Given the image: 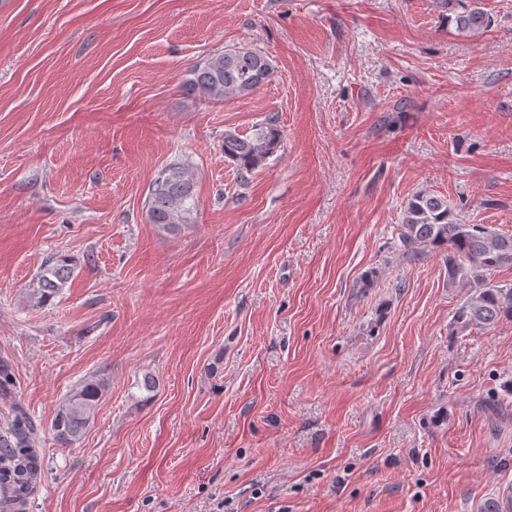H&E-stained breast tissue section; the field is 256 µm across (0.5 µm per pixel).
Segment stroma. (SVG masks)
Wrapping results in <instances>:
<instances>
[{
  "mask_svg": "<svg viewBox=\"0 0 512 512\" xmlns=\"http://www.w3.org/2000/svg\"><path fill=\"white\" fill-rule=\"evenodd\" d=\"M483 4L465 37L440 0H0V427L15 402L36 425L27 512H476L512 489V321L454 332L470 287L400 240L418 192L512 235V0ZM234 47L271 81L187 91ZM273 113L240 184L224 134ZM175 161L196 206L168 232L148 206ZM53 254L74 273L42 307ZM105 391L101 380L82 384L59 407L53 423V434L61 446H72L90 425L98 402Z\"/></svg>",
  "mask_w": 512,
  "mask_h": 512,
  "instance_id": "stroma-1",
  "label": "stroma"
}]
</instances>
